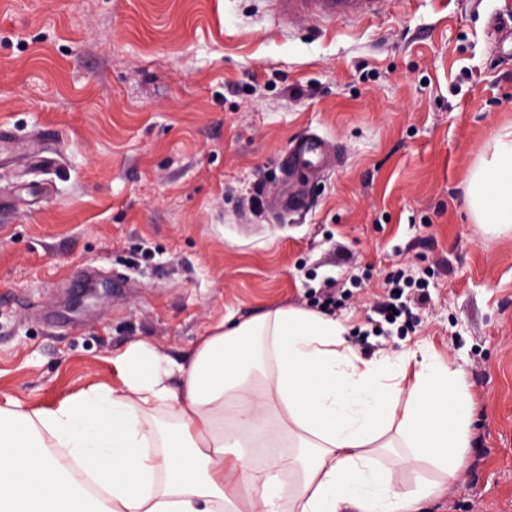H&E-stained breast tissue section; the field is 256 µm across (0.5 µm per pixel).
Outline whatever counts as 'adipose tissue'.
<instances>
[{
    "instance_id": "ef3b65f1",
    "label": "adipose tissue",
    "mask_w": 512,
    "mask_h": 512,
    "mask_svg": "<svg viewBox=\"0 0 512 512\" xmlns=\"http://www.w3.org/2000/svg\"><path fill=\"white\" fill-rule=\"evenodd\" d=\"M484 231L512 233V130L472 170ZM329 313L278 308L225 327L187 358L135 342L57 407L0 405V512H420L469 446L460 372L419 345L363 358ZM277 426L289 454L262 459ZM408 456L380 465L392 444ZM436 477L401 490L409 458Z\"/></svg>"
}]
</instances>
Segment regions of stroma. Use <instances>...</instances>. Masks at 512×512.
I'll return each instance as SVG.
<instances>
[{
    "label": "stroma",
    "mask_w": 512,
    "mask_h": 512,
    "mask_svg": "<svg viewBox=\"0 0 512 512\" xmlns=\"http://www.w3.org/2000/svg\"><path fill=\"white\" fill-rule=\"evenodd\" d=\"M512 0H392L362 23L282 21L268 0H0V404L54 407L115 377L133 341L180 359L224 318L310 307L367 359L427 344L475 402L462 466L422 512H512V237L465 189L512 126ZM342 163L273 218L309 132ZM406 268L430 299L375 310ZM122 282L73 312L81 271Z\"/></svg>",
    "instance_id": "1"
}]
</instances>
